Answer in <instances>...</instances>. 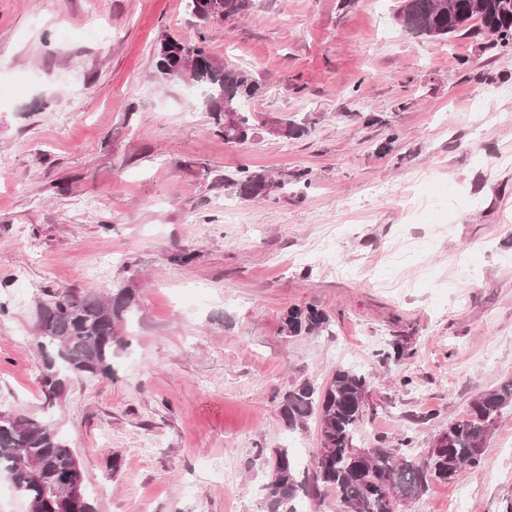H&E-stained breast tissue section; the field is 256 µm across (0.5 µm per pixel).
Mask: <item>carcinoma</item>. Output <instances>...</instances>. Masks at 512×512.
Returning a JSON list of instances; mask_svg holds the SVG:
<instances>
[{
    "mask_svg": "<svg viewBox=\"0 0 512 512\" xmlns=\"http://www.w3.org/2000/svg\"><path fill=\"white\" fill-rule=\"evenodd\" d=\"M202 24L246 14L253 0H187ZM406 15L403 28L410 34L450 38L479 24L502 46L512 45V0H399L396 15ZM166 55L155 54L154 67L164 80H188L206 92L205 107L224 140L244 144L257 134L243 100L254 86L243 74L226 71L199 45L166 38ZM241 189L267 196L268 181L242 168ZM132 290L119 289L103 298L93 292H63L44 304L38 319V346L44 353L41 391L50 405L67 380L112 375L114 353L126 344L119 334L123 319L131 316ZM330 318L313 306H292L281 319L288 337L319 336ZM369 375L338 367L324 385L304 381L282 397L288 429L304 427L312 418L320 430L319 448L312 460L313 482L300 476V462L290 448H260L257 458L270 464L263 486L267 512H297L300 499L323 490L335 491L345 512H393L392 494L409 501L423 495L433 480L453 483L464 467L479 464L485 442L505 411L512 410V381L474 398L467 416L448 423L442 432L444 447L431 448L418 458L412 451L415 430L398 433L393 441L378 438L358 445L355 429L365 414ZM78 457L49 420L0 412V474L23 494L28 512H95L88 493L81 500L66 496L61 483L83 479Z\"/></svg>",
    "mask_w": 512,
    "mask_h": 512,
    "instance_id": "cac0c4a2",
    "label": "carcinoma"
}]
</instances>
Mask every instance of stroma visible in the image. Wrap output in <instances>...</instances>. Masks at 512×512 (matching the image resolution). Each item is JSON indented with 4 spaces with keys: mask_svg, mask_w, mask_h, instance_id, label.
<instances>
[{
    "mask_svg": "<svg viewBox=\"0 0 512 512\" xmlns=\"http://www.w3.org/2000/svg\"><path fill=\"white\" fill-rule=\"evenodd\" d=\"M397 5L254 0L203 30L186 0H0V410L55 424L99 512H263L257 448L318 446L282 395L340 366L371 378L357 442L413 425L423 457L512 379V46L409 34ZM167 36L250 78L266 127L307 133L225 141L155 73ZM243 167L284 186L246 196ZM121 288L111 377L45 409L38 306ZM293 305L329 329L284 335ZM462 489L467 512H512V411L479 465L395 512Z\"/></svg>",
    "mask_w": 512,
    "mask_h": 512,
    "instance_id": "35a3bbf8",
    "label": "stroma"
}]
</instances>
